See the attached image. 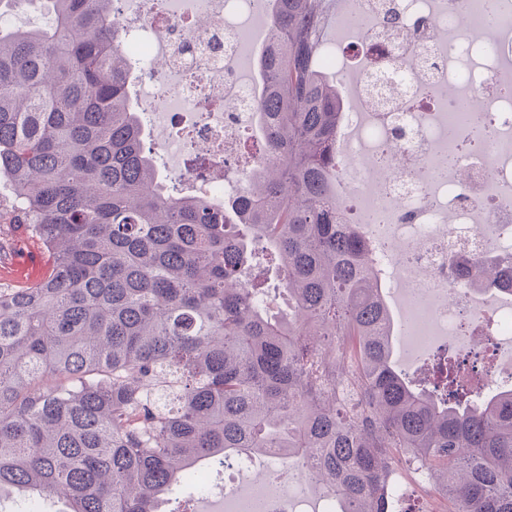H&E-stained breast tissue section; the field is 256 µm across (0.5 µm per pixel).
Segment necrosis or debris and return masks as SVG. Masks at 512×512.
<instances>
[{
	"mask_svg": "<svg viewBox=\"0 0 512 512\" xmlns=\"http://www.w3.org/2000/svg\"><path fill=\"white\" fill-rule=\"evenodd\" d=\"M263 0H114L112 20L148 108L159 158L194 153L204 176L182 173L183 192L218 203L242 193L262 149L245 151L258 82L246 73L248 37ZM429 36L388 32L387 12ZM343 35L322 43L323 71L343 102L336 132L342 216L374 204L385 223H360L387 296L408 315L410 366L429 353L459 362L474 393L512 389V302L468 272L477 259L512 274V0H338ZM305 468L279 451L261 462L228 459L212 494L227 512H305Z\"/></svg>",
	"mask_w": 512,
	"mask_h": 512,
	"instance_id": "obj_1",
	"label": "necrosis or debris"
}]
</instances>
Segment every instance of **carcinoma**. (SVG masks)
<instances>
[{"label":"carcinoma","mask_w":512,"mask_h":512,"mask_svg":"<svg viewBox=\"0 0 512 512\" xmlns=\"http://www.w3.org/2000/svg\"><path fill=\"white\" fill-rule=\"evenodd\" d=\"M113 0H29L0 27V222L49 270L0 287V491L159 512L203 460L286 451L338 512H386L413 459L448 512H512V392L441 399L393 365L395 322L334 153L323 0H265L267 148L232 208L170 189L135 110ZM17 8L0 14L1 27H22L32 25H50L52 18L48 14H36L28 7L27 0H17Z\"/></svg>","instance_id":"cac0c4a2"}]
</instances>
